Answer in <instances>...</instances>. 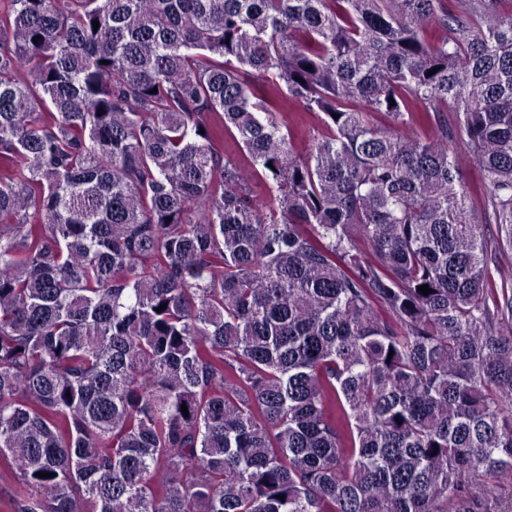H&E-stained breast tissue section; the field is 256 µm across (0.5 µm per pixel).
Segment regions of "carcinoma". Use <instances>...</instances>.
<instances>
[{"label":"carcinoma","mask_w":512,"mask_h":512,"mask_svg":"<svg viewBox=\"0 0 512 512\" xmlns=\"http://www.w3.org/2000/svg\"><path fill=\"white\" fill-rule=\"evenodd\" d=\"M502 2L0 0L15 512H512ZM279 118L292 131L295 151L305 156L312 137L317 130L321 131L318 122L312 118H303L298 106L290 101L285 103Z\"/></svg>","instance_id":"1"}]
</instances>
